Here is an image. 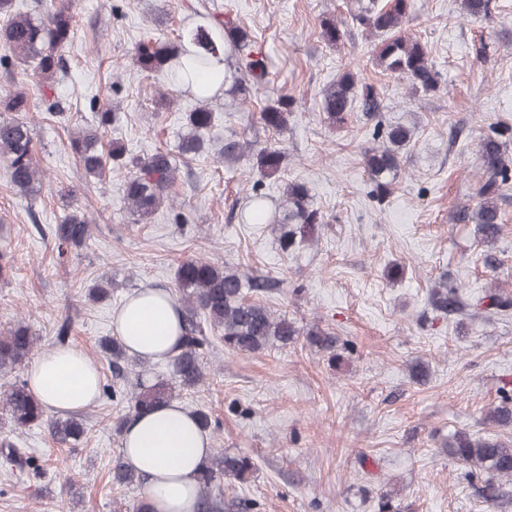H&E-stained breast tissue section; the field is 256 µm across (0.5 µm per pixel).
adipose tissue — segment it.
Listing matches in <instances>:
<instances>
[{"mask_svg": "<svg viewBox=\"0 0 512 512\" xmlns=\"http://www.w3.org/2000/svg\"><path fill=\"white\" fill-rule=\"evenodd\" d=\"M180 323L178 303L165 288L134 292L112 317L115 337L150 364L166 360L179 346ZM27 380L32 395L60 413L82 411L101 393L97 364L74 346L36 356ZM211 453L209 434L176 400L131 416L123 428L121 454L144 477L150 512H197L198 475Z\"/></svg>", "mask_w": 512, "mask_h": 512, "instance_id": "1", "label": "adipose tissue"}]
</instances>
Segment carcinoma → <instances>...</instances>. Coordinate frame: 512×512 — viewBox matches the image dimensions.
<instances>
[{
    "label": "carcinoma",
    "instance_id": "obj_1",
    "mask_svg": "<svg viewBox=\"0 0 512 512\" xmlns=\"http://www.w3.org/2000/svg\"><path fill=\"white\" fill-rule=\"evenodd\" d=\"M352 21L383 40L376 53L377 65L386 75L410 83L411 90L428 94L438 87L437 74L429 62L425 47L416 39L402 35L404 21L412 12L413 0H353ZM463 13L472 21L491 17L492 0H461ZM323 38L331 45L342 40L344 31L330 18L321 20ZM74 37L73 16L68 9L57 7L43 14H33L15 7L14 0H0V43L14 54L15 60L33 69L46 79L64 71L62 49ZM139 71L145 76H162L177 80L185 92L194 96L198 106L185 115L187 133L178 145L183 158L200 153L204 136L219 121L212 107L214 99L224 96H253L270 82L262 53L248 31L236 19L205 16L203 21L180 33L176 39H146L135 46ZM233 64L234 71H224L223 79L213 77L217 64ZM295 100L280 97L266 105L260 118L263 125L276 133L287 128L288 112ZM374 115L381 110V98L374 86L357 83L356 75L343 73L324 92L323 111L328 123L341 124L354 105ZM110 113H100L98 127L80 131L71 146L86 174L100 178L112 167L129 168L132 174L126 188V200L134 213L145 218L170 200L177 171L176 160L168 152H156L146 158L128 155L124 146L114 142L108 149L99 145V128L109 122ZM502 132L491 129L479 143L482 175L471 184L473 209H464L462 219L479 225L483 239L494 240L501 231L498 200L512 187V168L505 162L506 144ZM372 137L379 145L370 147L364 162L375 184L378 200L390 194L402 167L403 150L410 142L409 130L399 123L376 122ZM252 154L259 173L272 176L282 168L285 153L265 147L257 151L236 136L224 138V158L237 160ZM0 158L5 159L9 182L24 192L42 184L36 150L29 125L19 119H0ZM250 208L245 214L252 224H276L283 250L296 248L306 240L308 230L322 223L321 213L314 207L308 189L290 183L282 199L271 204L266 196L253 188ZM90 238V221L73 212L56 226L55 246L59 258L80 247ZM177 301L182 319V343L169 357L170 381L152 385L136 382L138 391H112V398L127 403L126 416L116 425L121 431L127 417L159 403L176 399L177 393L196 387L205 375L204 355L211 341L202 322L221 334L224 347L239 354H252L274 345L286 346L300 335L295 323L284 315H276L263 303L249 297L263 289V283L247 281L236 270L219 266L199 257L182 260L175 271ZM436 307L447 312L460 309L459 291L441 284L434 293ZM479 313L500 314L512 309V297L497 289L490 290L470 304ZM37 345L29 328L17 324L0 336V374L25 368ZM102 348L110 355L112 372L128 376L129 356L118 339H107ZM0 412L7 415L16 428L44 421V406L34 398L28 381L17 380L3 391ZM490 418L501 426L512 425V392L501 390L500 402ZM51 438L60 445H71L83 433L81 415L58 417L48 424ZM6 460L23 470L34 465V459L21 448L7 445ZM448 454L466 468L465 476L478 481L477 490L487 502L497 503L503 485L512 480V440L473 437L457 432L448 443ZM252 468L246 457L214 453L199 474L202 485L199 512H224V498L213 494L226 477L242 478ZM142 476L117 457L112 466V482L118 486L134 485Z\"/></svg>",
    "mask_w": 512,
    "mask_h": 512
}]
</instances>
